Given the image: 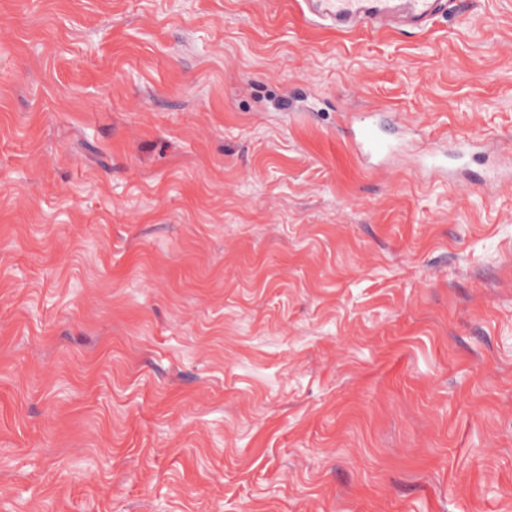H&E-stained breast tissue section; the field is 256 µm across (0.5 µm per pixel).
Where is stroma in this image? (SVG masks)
Masks as SVG:
<instances>
[{
  "label": "stroma",
  "mask_w": 512,
  "mask_h": 512,
  "mask_svg": "<svg viewBox=\"0 0 512 512\" xmlns=\"http://www.w3.org/2000/svg\"><path fill=\"white\" fill-rule=\"evenodd\" d=\"M461 138L512 159V0H0V512H512V178ZM444 0H302L303 14L314 23L354 31L366 26L426 28ZM350 142L364 165L379 170L394 151V145L381 135V125L369 114H353L349 123Z\"/></svg>",
  "instance_id": "stroma-1"
}]
</instances>
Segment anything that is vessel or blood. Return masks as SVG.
Here are the masks:
<instances>
[{"label": "vessel or blood", "instance_id": "b4317fda", "mask_svg": "<svg viewBox=\"0 0 512 512\" xmlns=\"http://www.w3.org/2000/svg\"><path fill=\"white\" fill-rule=\"evenodd\" d=\"M444 0H301L303 14L314 23L341 31L366 26L379 30L389 27L425 28L441 12ZM348 135L364 165L381 169L394 146L381 135V126L371 115H352Z\"/></svg>", "mask_w": 512, "mask_h": 512}]
</instances>
